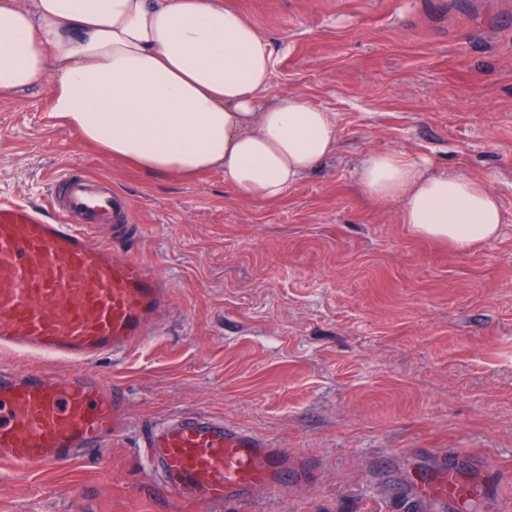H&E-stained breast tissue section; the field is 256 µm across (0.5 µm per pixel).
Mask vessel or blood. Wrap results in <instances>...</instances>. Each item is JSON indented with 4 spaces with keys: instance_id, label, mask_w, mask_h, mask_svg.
Returning <instances> with one entry per match:
<instances>
[{
    "instance_id": "vessel-or-blood-1",
    "label": "vessel or blood",
    "mask_w": 512,
    "mask_h": 512,
    "mask_svg": "<svg viewBox=\"0 0 512 512\" xmlns=\"http://www.w3.org/2000/svg\"><path fill=\"white\" fill-rule=\"evenodd\" d=\"M137 233L129 198L85 171L52 179L47 207L0 202V351L71 367L64 375L0 367V467L51 469L124 430L122 386L87 366L123 358L169 317L170 282L131 252ZM142 448L168 493L203 506L278 498L308 468L303 457L205 413L168 418ZM466 493L441 463L413 480L406 506L445 512Z\"/></svg>"
}]
</instances>
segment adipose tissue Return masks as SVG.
I'll list each match as a JSON object with an SVG mask.
<instances>
[{
	"label": "adipose tissue",
	"instance_id": "1",
	"mask_svg": "<svg viewBox=\"0 0 512 512\" xmlns=\"http://www.w3.org/2000/svg\"><path fill=\"white\" fill-rule=\"evenodd\" d=\"M277 59L224 0H0V97L46 89L58 125L154 177L220 170L276 200L338 144L330 112L297 96L258 109ZM369 195L398 201L420 236L466 251L504 220L483 182L431 173L425 161L371 154Z\"/></svg>",
	"mask_w": 512,
	"mask_h": 512
}]
</instances>
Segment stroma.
<instances>
[{"mask_svg":"<svg viewBox=\"0 0 512 512\" xmlns=\"http://www.w3.org/2000/svg\"><path fill=\"white\" fill-rule=\"evenodd\" d=\"M270 42L264 101L332 112L339 143L274 201L214 170L156 178L55 126L45 96L0 99V201L43 205L79 167L142 227L131 246L172 285L163 333L93 372L128 394L127 426L75 464L0 469V512H202L150 476L139 446L199 411L304 457L306 481L255 512H405L442 462L512 506V0H224ZM375 152L428 160L498 196L496 236L461 252L365 193Z\"/></svg>","mask_w":512,"mask_h":512,"instance_id":"stroma-1","label":"stroma"}]
</instances>
